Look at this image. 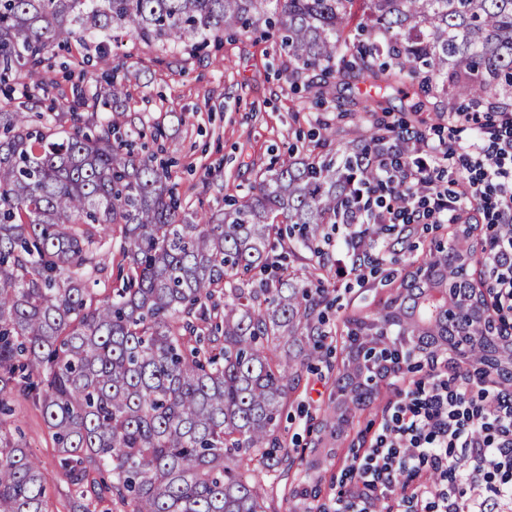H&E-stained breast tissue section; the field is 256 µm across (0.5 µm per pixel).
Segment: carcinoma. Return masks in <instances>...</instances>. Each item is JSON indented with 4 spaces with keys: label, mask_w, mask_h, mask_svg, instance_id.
I'll list each match as a JSON object with an SVG mask.
<instances>
[{
    "label": "carcinoma",
    "mask_w": 512,
    "mask_h": 512,
    "mask_svg": "<svg viewBox=\"0 0 512 512\" xmlns=\"http://www.w3.org/2000/svg\"><path fill=\"white\" fill-rule=\"evenodd\" d=\"M256 33L316 106L338 81L373 89L359 108L371 123L340 144L348 129L322 124L314 150L220 213L187 210L170 163L135 148L166 129L145 125L122 82L37 111L74 40L173 52ZM415 89L414 113L451 117L460 99L512 112V0H0V406L15 392L40 408L72 512H267L265 472L294 463L282 416L330 334L326 229L354 205L347 185L377 179L361 155L393 145L376 117L387 93ZM116 231L126 273L100 294ZM473 252L437 243L346 336L385 329L379 356L409 336L411 360L468 329L491 335L434 301L477 296ZM335 383L372 401L355 372ZM50 506L39 462L0 426V512Z\"/></svg>",
    "instance_id": "obj_1"
}]
</instances>
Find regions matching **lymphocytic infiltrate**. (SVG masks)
<instances>
[{
    "mask_svg": "<svg viewBox=\"0 0 512 512\" xmlns=\"http://www.w3.org/2000/svg\"><path fill=\"white\" fill-rule=\"evenodd\" d=\"M456 153L472 161L474 176L459 191L440 183L439 159ZM397 192L383 203L368 190L344 224V243L334 253L338 278L365 281L359 260L370 227L407 223L462 224L476 203L495 193L492 223L512 224V113H498L475 137L429 145L415 139L412 155L382 169ZM500 308L512 310V236L486 259ZM426 387L401 393L372 448L351 465L352 484L333 512H374L378 495L394 494L401 471L427 473L420 501L398 497L397 512H512V394L471 371L430 363Z\"/></svg>",
    "mask_w": 512,
    "mask_h": 512,
    "instance_id": "obj_1",
    "label": "lymphocytic infiltrate"
}]
</instances>
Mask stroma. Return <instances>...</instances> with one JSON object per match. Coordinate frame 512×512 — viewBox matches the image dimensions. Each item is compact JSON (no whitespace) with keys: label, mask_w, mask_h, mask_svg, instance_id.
Instances as JSON below:
<instances>
[{"label":"stroma","mask_w":512,"mask_h":512,"mask_svg":"<svg viewBox=\"0 0 512 512\" xmlns=\"http://www.w3.org/2000/svg\"><path fill=\"white\" fill-rule=\"evenodd\" d=\"M113 63L130 94L132 110L146 122L164 121L167 137L160 156L173 161L177 190L190 208L214 212L224 207L227 196L246 194L256 173L271 162L288 159L291 151L311 149V135L318 123L334 122L335 107L353 108L362 98L354 85L336 87V101L321 107L291 93L282 59L268 39L208 40L193 58L168 53L135 39L122 46L108 45ZM98 52L97 44L59 51L53 58L55 87L50 100L57 111L73 103L72 86L82 75L77 60ZM388 268L395 278L415 270L434 241H450L452 229L444 224L427 229L381 230ZM336 303L331 311L334 334L327 340L333 365L345 357L343 323L347 317L379 309L395 292L380 277L364 284L328 279ZM425 371L405 373L403 379L380 382L373 405L353 410L342 425L339 439H324L310 447L309 426L325 419L335 422L334 373L308 375L284 414L282 426L288 439L304 445L302 459L280 465L266 477L267 503L271 512H317V504H333L353 457L368 448L380 429L385 411L398 399L399 390L424 379ZM12 426L21 441L38 458L54 490L52 512H70L67 484L58 469V452L48 434L40 408L11 395ZM318 487L320 497H302L305 487Z\"/></svg>","instance_id":"35a3bbf8"}]
</instances>
